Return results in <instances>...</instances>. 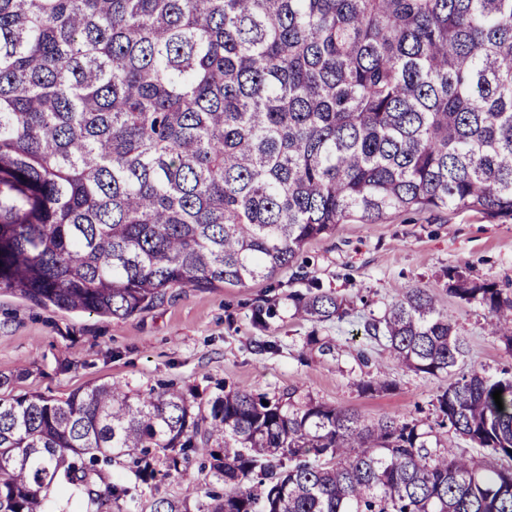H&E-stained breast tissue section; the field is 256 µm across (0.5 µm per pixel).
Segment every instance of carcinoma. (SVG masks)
<instances>
[{"label": "carcinoma", "mask_w": 512, "mask_h": 512, "mask_svg": "<svg viewBox=\"0 0 512 512\" xmlns=\"http://www.w3.org/2000/svg\"><path fill=\"white\" fill-rule=\"evenodd\" d=\"M512 217V0H0V289L124 318L272 278L352 220ZM512 344V300L457 279ZM364 325L454 380L449 428L512 460V376L462 368L426 287ZM295 314L341 318L331 293ZM502 390L503 409L493 393ZM176 498L143 501L158 476ZM512 512V467L433 430L248 390L0 398V512ZM442 440L444 445L448 448H453L457 453H464L469 457H473L476 462L488 460L487 452L475 447V445L468 440L456 437L451 433H448V435L443 434ZM184 484L177 477H158L148 486L143 487V499L154 500L158 498H174L182 496Z\"/></svg>", "instance_id": "carcinoma-1"}]
</instances>
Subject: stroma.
<instances>
[{
  "label": "stroma",
  "mask_w": 512,
  "mask_h": 512,
  "mask_svg": "<svg viewBox=\"0 0 512 512\" xmlns=\"http://www.w3.org/2000/svg\"><path fill=\"white\" fill-rule=\"evenodd\" d=\"M452 270L471 282L496 283L512 298V221L442 210L341 224L272 279L172 288L163 303L123 319L43 308L2 290L0 371L14 379L0 394L63 399L114 382L134 395L173 385L205 397L223 386L283 401L311 399L368 419H413L426 429L438 420L436 398L447 379L391 362L363 324L383 315L396 288L427 287L465 341L466 366L493 377L512 372V348L490 335L486 310L449 293ZM301 271L343 300L344 319L295 317L290 296L306 290ZM268 305L276 316L257 324L256 310ZM382 375L390 391L362 392V381Z\"/></svg>",
  "instance_id": "obj_1"
}]
</instances>
